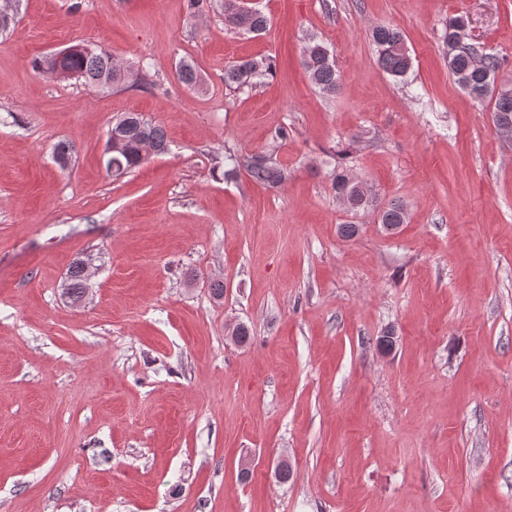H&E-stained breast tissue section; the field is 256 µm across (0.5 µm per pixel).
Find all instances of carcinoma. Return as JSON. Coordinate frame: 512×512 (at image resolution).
I'll return each mask as SVG.
<instances>
[{
  "label": "carcinoma",
  "mask_w": 512,
  "mask_h": 512,
  "mask_svg": "<svg viewBox=\"0 0 512 512\" xmlns=\"http://www.w3.org/2000/svg\"><path fill=\"white\" fill-rule=\"evenodd\" d=\"M192 14L217 6L224 16V24L243 33L261 34L269 28L268 17L259 9L243 0H189ZM381 69L396 80H404L412 68L411 53L400 30L380 24L371 31ZM444 48L448 59V69L458 86L472 99L487 100L493 104V121L498 133L512 134V88L496 89L494 73L501 66V60L485 51L479 43L470 40L467 24L463 17L455 16L448 20L444 33ZM303 65L312 83L321 92L334 94L339 88V77L334 61L327 48L320 42L309 40L303 47ZM35 67L44 72H59L65 78L81 79L98 91L109 90L114 86L129 84L135 87L154 86L156 71L149 63H139L137 68L123 67L112 59L98 45L54 56L46 55L35 60ZM272 71L267 59L237 61L224 67V86L235 91L251 90ZM177 80L189 89L202 85V76L195 64L189 60L180 61ZM149 138L156 154H164L169 149L164 128L136 112H126L112 122L108 130L107 142L119 141L118 148L112 150L107 160V170L118 179L144 164L141 143ZM244 170L251 180L259 185L273 188L288 179V169L270 161L264 154L236 156L224 155V178H233L237 171ZM336 197L347 202L353 211L363 210L372 204L369 190L356 182L343 171L336 172L333 178ZM409 212L405 203L393 201L381 208L378 223L384 229L399 227L408 222ZM87 291V281L78 261L69 267L63 293L74 303L83 300Z\"/></svg>",
  "instance_id": "obj_1"
}]
</instances>
